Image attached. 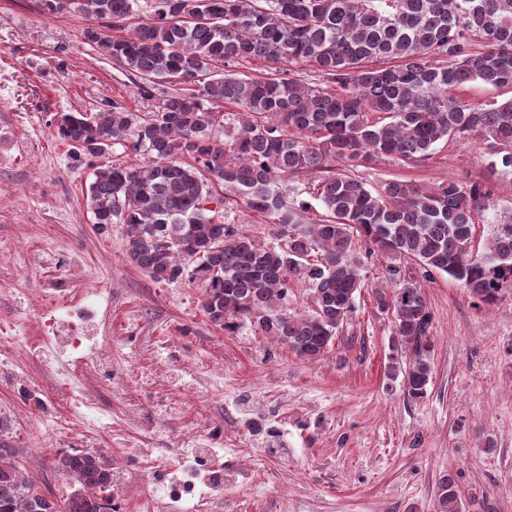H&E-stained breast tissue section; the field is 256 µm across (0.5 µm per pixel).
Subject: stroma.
<instances>
[{
	"label": "stroma",
	"instance_id": "35a3bbf8",
	"mask_svg": "<svg viewBox=\"0 0 512 512\" xmlns=\"http://www.w3.org/2000/svg\"><path fill=\"white\" fill-rule=\"evenodd\" d=\"M88 19L40 0H0V412L18 447L47 444L34 477L62 497L57 453L105 452L112 512H434L453 475L464 512H512V290L491 309L442 274L425 285L433 379L425 399L389 381L392 315L367 286L332 347L304 360L246 325L226 335L197 285L150 280L127 257L121 225L98 233L86 206L94 169L55 136L57 112L112 100L156 102L81 39ZM486 141L439 143L431 158L357 168L369 187L491 179L512 209V180L491 176ZM74 320L80 349L50 341L46 314ZM492 448H485V441Z\"/></svg>",
	"mask_w": 512,
	"mask_h": 512
}]
</instances>
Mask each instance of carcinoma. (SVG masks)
Masks as SVG:
<instances>
[{"label": "carcinoma", "mask_w": 512, "mask_h": 512, "mask_svg": "<svg viewBox=\"0 0 512 512\" xmlns=\"http://www.w3.org/2000/svg\"><path fill=\"white\" fill-rule=\"evenodd\" d=\"M42 6L107 21L112 33L90 24L82 37L144 97L164 83L180 86L150 112L114 101L92 114L55 115L72 159L98 162L86 196L97 231L123 225L128 258L151 280L200 285L204 312L226 334L248 322L309 360L330 349L354 312L365 262L389 258L392 286L372 291L375 309L393 315L387 379L401 380L409 399L426 398L433 316L421 281L446 274L476 305H494L512 288V210L497 209L477 181L392 180L373 191L352 168L421 163L440 142L479 135L495 156L489 172L512 176V100L478 104L458 94L475 81L512 85V0ZM248 65L271 72L239 75ZM303 66L313 76L297 78ZM220 103L232 111L219 116ZM117 146L143 160H113ZM233 206L270 219L276 242L228 222ZM489 210L493 230L479 253L473 229ZM298 282L312 300L302 316L288 313ZM20 453L12 420L0 412V512H112V466L103 456L57 454V468L77 486L58 502L22 474ZM436 498L438 512H461L452 476L440 480Z\"/></svg>", "instance_id": "1"}]
</instances>
